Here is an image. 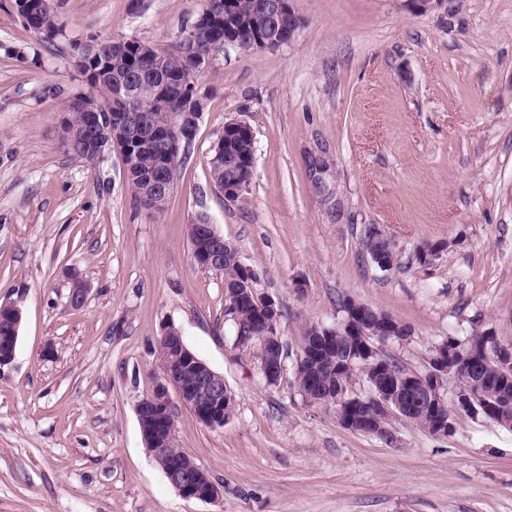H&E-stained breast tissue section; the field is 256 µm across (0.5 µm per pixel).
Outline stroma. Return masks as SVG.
<instances>
[{
  "label": "stroma",
  "mask_w": 512,
  "mask_h": 512,
  "mask_svg": "<svg viewBox=\"0 0 512 512\" xmlns=\"http://www.w3.org/2000/svg\"><path fill=\"white\" fill-rule=\"evenodd\" d=\"M0 0V304L20 302L0 370V512H512V429L460 414L445 437L344 428L293 385L306 324L352 298L414 334L381 343L421 372L448 337L512 345V0L426 13L405 0H298L304 25L258 53L214 47L204 108L163 211L141 208L119 153L97 167L59 145L64 97L89 92L69 56ZM64 38L187 41L203 0H54ZM253 131V177L233 201L208 158L226 121ZM329 169L322 186L311 156ZM206 215L279 299L291 354L268 385L235 342L223 274L197 266ZM401 261L380 270L365 225ZM433 249L419 262L424 249ZM91 291L68 303L71 274ZM235 398L219 428L174 405L176 445L223 487L188 500L149 454L136 415L161 375L164 323Z\"/></svg>",
  "instance_id": "obj_1"
}]
</instances>
